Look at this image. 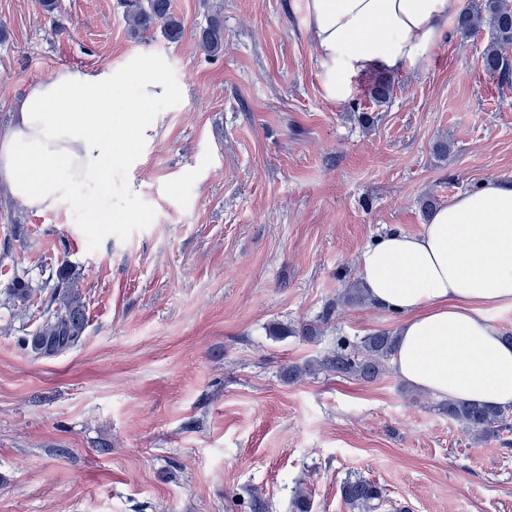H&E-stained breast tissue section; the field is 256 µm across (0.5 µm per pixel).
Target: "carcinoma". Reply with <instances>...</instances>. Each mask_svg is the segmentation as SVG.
<instances>
[{
    "label": "carcinoma",
    "instance_id": "1",
    "mask_svg": "<svg viewBox=\"0 0 512 512\" xmlns=\"http://www.w3.org/2000/svg\"><path fill=\"white\" fill-rule=\"evenodd\" d=\"M126 19L132 35L137 36L157 23L162 24L165 38L177 42L184 36L183 24L171 12V0H125ZM489 29V41L482 54V68L502 82L512 81V0H478L463 7L452 19L457 34L467 37L481 25ZM200 47L210 55L224 49V25L218 17L209 20L198 37ZM394 91V80L388 74L376 75L365 90V97L380 106L387 103ZM55 306L33 336L32 346L42 356L65 352L80 342L86 328V305L79 286L60 278L49 297ZM395 349V336L377 331L354 347L344 340L324 358L319 366L342 376L371 381L378 378L385 362ZM442 410L448 419L459 423L470 435L487 438L505 425L508 411L477 402L448 400ZM344 501L358 512H371L375 502L384 497L378 484L361 478L348 479L342 485Z\"/></svg>",
    "mask_w": 512,
    "mask_h": 512
}]
</instances>
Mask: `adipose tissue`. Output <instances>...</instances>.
Returning a JSON list of instances; mask_svg holds the SVG:
<instances>
[{
	"label": "adipose tissue",
	"mask_w": 512,
	"mask_h": 512,
	"mask_svg": "<svg viewBox=\"0 0 512 512\" xmlns=\"http://www.w3.org/2000/svg\"><path fill=\"white\" fill-rule=\"evenodd\" d=\"M461 0H303L326 97L347 101L359 80L394 74L433 46ZM129 92L137 110L117 98ZM175 94L157 61L63 71L31 84L0 135V183L27 208L85 207L78 185L104 192L131 165ZM368 301L403 322L391 359L411 386L450 400L512 408V342L490 313L512 308V182L485 181L434 209L423 231H393L358 258Z\"/></svg>",
	"instance_id": "adipose-tissue-1"
}]
</instances>
